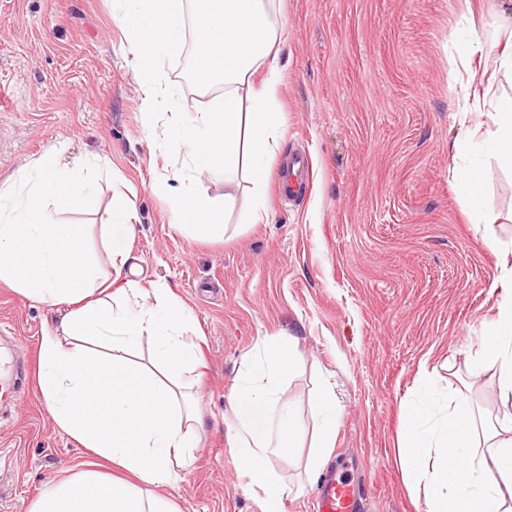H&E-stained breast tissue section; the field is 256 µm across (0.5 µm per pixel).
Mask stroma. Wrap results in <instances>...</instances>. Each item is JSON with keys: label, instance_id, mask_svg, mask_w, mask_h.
<instances>
[{"label": "stroma", "instance_id": "1", "mask_svg": "<svg viewBox=\"0 0 512 512\" xmlns=\"http://www.w3.org/2000/svg\"><path fill=\"white\" fill-rule=\"evenodd\" d=\"M282 36L270 159L308 157L313 179L292 198L270 193L271 219L253 224L248 191L223 235L193 239L171 225L157 185L182 162L143 123L140 78L111 0H0V183L48 158L73 164L95 203L57 216L83 229L89 253L111 264L101 237L116 194L135 215L116 227L122 277L168 284L206 342L186 393L199 408L194 461L164 488L180 512H261L237 470L224 413L247 354L278 337L303 357L279 385L305 435L315 388L329 382L340 410L329 467L347 465L364 512H426L398 440L406 407L429 375L438 405L463 394L487 419L501 416L495 366L475 352L498 317L495 284L512 275V172L483 157L477 224L458 194L451 144L461 130L465 70L452 48L471 14L476 35L512 27V0H273ZM191 50L162 66L187 111L223 88L190 80ZM60 312L0 282V353L19 369L13 406L0 408V512H28L87 459L44 411L33 375L42 332ZM309 451L274 461L291 486L284 512H310L321 472Z\"/></svg>", "mask_w": 512, "mask_h": 512}]
</instances>
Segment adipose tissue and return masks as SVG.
<instances>
[{
    "label": "adipose tissue",
    "mask_w": 512,
    "mask_h": 512,
    "mask_svg": "<svg viewBox=\"0 0 512 512\" xmlns=\"http://www.w3.org/2000/svg\"><path fill=\"white\" fill-rule=\"evenodd\" d=\"M112 20L125 32L141 77L146 127L155 128L159 111L169 114L164 141L182 168L177 186L163 182L159 189L169 197L173 226L195 238L223 233L244 181L252 223L267 220L268 158L281 126L273 106L280 25L272 0H214L196 15L191 42L175 0H112ZM187 43L198 86H224L223 98L205 112L185 111L177 91L161 85L162 61ZM455 51L475 104L455 147L479 143L512 169V96L496 91L499 78L512 77V42L501 48L472 35ZM216 168L224 171L219 195L198 181ZM455 182L479 223L497 222L484 205L480 164L456 168ZM93 203L75 171L52 160L0 184V281L63 312L40 341L35 383L43 406L84 451L123 472L79 471L53 484L30 512H179L160 490L200 438L196 409L181 388L198 365L204 335L167 284L143 289L110 279L86 255L81 229L52 215ZM501 287L498 318L481 337L475 363L497 366L503 417L480 421L464 398L436 417L426 377L419 399L405 409L400 457L408 476L425 486L427 512H512V279ZM145 340L153 352L143 364L134 356ZM300 363L292 340L263 345L229 399L228 431L261 512H284L288 488L272 460L303 445L302 426L278 390ZM312 408L318 422L308 464L319 470L339 419L330 386L315 390Z\"/></svg>",
    "instance_id": "obj_1"
}]
</instances>
